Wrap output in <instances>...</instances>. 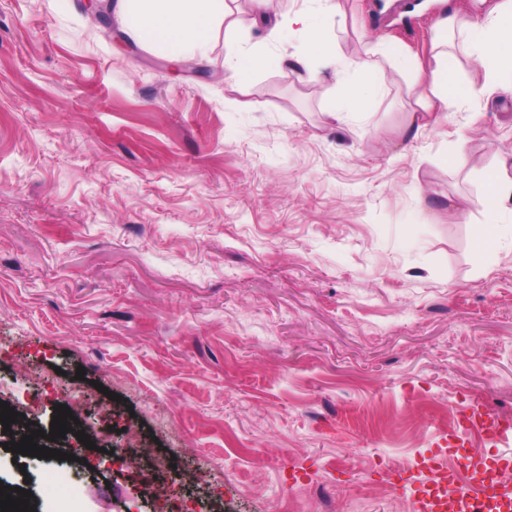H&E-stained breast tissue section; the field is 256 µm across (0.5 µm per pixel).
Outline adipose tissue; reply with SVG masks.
Wrapping results in <instances>:
<instances>
[{"label": "adipose tissue", "mask_w": 512, "mask_h": 512, "mask_svg": "<svg viewBox=\"0 0 512 512\" xmlns=\"http://www.w3.org/2000/svg\"><path fill=\"white\" fill-rule=\"evenodd\" d=\"M115 13L124 35L133 43L163 51L172 61L187 62L208 57L214 34L228 13L227 0H117ZM340 0H323L320 13L300 10L283 17L282 25L295 28L306 41L304 50L278 58L305 81L313 80L318 67H332L341 80V92L329 115L340 120L351 115L365 118L369 101L378 92L377 81L366 84L346 81L350 61L330 42L319 16L341 15ZM465 53L488 85L512 86V0L483 17L467 18L452 12L440 19L428 62L401 43L382 48V55L398 69L413 73L419 90L418 112L412 113V131L422 132L446 121L459 111L468 93L451 78L458 53Z\"/></svg>", "instance_id": "ef3b65f1"}]
</instances>
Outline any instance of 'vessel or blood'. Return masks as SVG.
I'll list each match as a JSON object with an SVG mask.
<instances>
[{
    "label": "vessel or blood",
    "mask_w": 512,
    "mask_h": 512,
    "mask_svg": "<svg viewBox=\"0 0 512 512\" xmlns=\"http://www.w3.org/2000/svg\"><path fill=\"white\" fill-rule=\"evenodd\" d=\"M512 431V425L486 412L463 416L462 434L473 432L497 441ZM512 472V453L499 455L493 468H486L473 456H459L455 466L434 463L433 475L443 489L437 497L423 492L421 477L406 471L392 472L393 488L413 489L414 512H512V482L505 473Z\"/></svg>",
    "instance_id": "b4317fda"
}]
</instances>
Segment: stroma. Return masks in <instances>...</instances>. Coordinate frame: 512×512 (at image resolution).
I'll return each instance as SVG.
<instances>
[{
	"label": "stroma",
	"instance_id": "1",
	"mask_svg": "<svg viewBox=\"0 0 512 512\" xmlns=\"http://www.w3.org/2000/svg\"><path fill=\"white\" fill-rule=\"evenodd\" d=\"M407 2L341 0L351 80L377 43L426 57L445 9L501 0ZM231 9L245 51L297 50ZM119 32L85 0H0V390L46 426L68 406L96 444L0 448V482L35 512H158L169 489L110 466L120 448L175 465L199 512H413L388 471L512 448L452 434L470 407L512 421V201L496 246L473 242L512 94L459 56L475 95L413 139L390 66L369 117L336 122L333 71L239 85L219 36L187 76Z\"/></svg>",
	"mask_w": 512,
	"mask_h": 512
}]
</instances>
